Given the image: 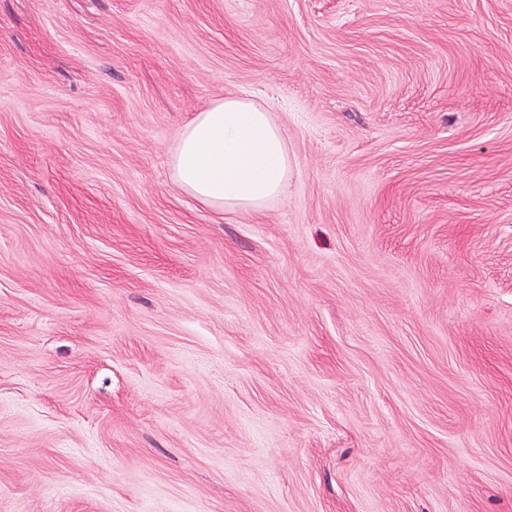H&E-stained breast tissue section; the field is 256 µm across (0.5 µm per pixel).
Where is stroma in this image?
<instances>
[{
  "mask_svg": "<svg viewBox=\"0 0 512 512\" xmlns=\"http://www.w3.org/2000/svg\"><path fill=\"white\" fill-rule=\"evenodd\" d=\"M0 512H512V0H0ZM290 163L270 113L236 96L197 112L170 158L180 190L217 214L261 212L284 193Z\"/></svg>",
  "mask_w": 512,
  "mask_h": 512,
  "instance_id": "stroma-1",
  "label": "stroma"
}]
</instances>
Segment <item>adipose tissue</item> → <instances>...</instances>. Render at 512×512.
<instances>
[{
    "instance_id": "ef3b65f1",
    "label": "adipose tissue",
    "mask_w": 512,
    "mask_h": 512,
    "mask_svg": "<svg viewBox=\"0 0 512 512\" xmlns=\"http://www.w3.org/2000/svg\"><path fill=\"white\" fill-rule=\"evenodd\" d=\"M170 165L180 190L215 213H258L284 193L290 157L269 112L229 96L185 125Z\"/></svg>"
}]
</instances>
